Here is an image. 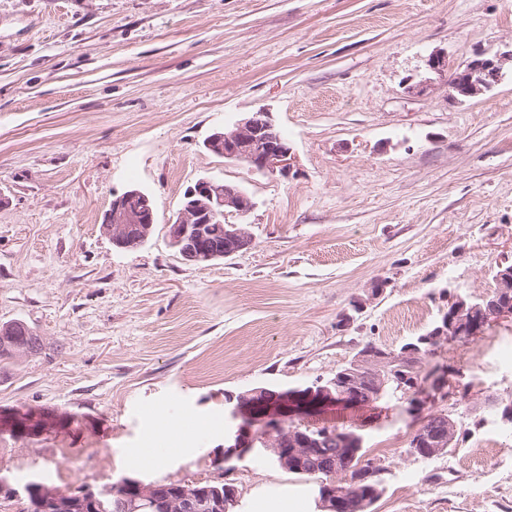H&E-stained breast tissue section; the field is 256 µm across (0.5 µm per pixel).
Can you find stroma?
Segmentation results:
<instances>
[{"mask_svg": "<svg viewBox=\"0 0 512 512\" xmlns=\"http://www.w3.org/2000/svg\"><path fill=\"white\" fill-rule=\"evenodd\" d=\"M510 45L512 0H0V324L22 321L46 347L0 367V412L63 419L0 433L15 490L0 512H24L32 479H223L242 510L262 485L316 493L317 477L263 452L215 465L224 395L323 384L366 344L425 333L449 297L493 290L512 258V63L465 102L451 82L475 51ZM435 53L444 75L427 67ZM262 109L294 177L205 147ZM204 176L253 198L224 221L254 242L196 264L167 225ZM133 187L156 224L125 250L101 224ZM428 362L452 369L423 412L455 419L446 453L409 454L423 414L400 396L311 426L361 436L383 485L372 512H512V317ZM147 445L182 453L148 471L132 463Z\"/></svg>", "mask_w": 512, "mask_h": 512, "instance_id": "stroma-1", "label": "stroma"}]
</instances>
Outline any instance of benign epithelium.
Instances as JSON below:
<instances>
[{
	"label": "benign epithelium",
	"instance_id": "obj_1",
	"mask_svg": "<svg viewBox=\"0 0 512 512\" xmlns=\"http://www.w3.org/2000/svg\"><path fill=\"white\" fill-rule=\"evenodd\" d=\"M512 60V49L493 53H479L459 70L451 83L461 97L471 98L490 90L502 77L504 61ZM206 148L225 159L243 161L257 172L277 174L289 178L295 174L296 157L293 147L274 123L271 113L254 112L211 134ZM255 207L252 197L236 185L210 177H203L189 187L176 222L167 225L170 247L181 257L194 263L226 258L249 249L253 237L244 224H226L211 227L212 221L228 212L245 215ZM155 224L151 197L134 188L112 200L107 211L104 232L118 248L142 246ZM496 297L488 294L474 298L457 297L448 303V311L430 333L429 338L409 343L400 351L366 350L352 362L350 383L336 392L333 384L304 389H283L265 386L253 391L225 396V411L232 428L224 437L219 463L240 459L260 446L270 451L279 466L285 470L305 459L313 439L302 431V421L312 418L330 406L342 402L348 406L360 403L367 386L382 390L394 373V366L403 365L414 371L423 356L421 345L430 342L461 341L480 335L492 321L512 315V265L501 267L498 274ZM411 389L406 391L410 408L421 403L425 386L437 393L447 386V375L431 373L425 383L403 376ZM52 422L33 423L32 418L5 413L0 415V429L15 434L38 433ZM446 433L429 439L427 456H436L448 447L456 434L455 423L443 419ZM358 479L331 482L329 512H365V502L353 493ZM122 496V512H140L150 508L154 512H193L199 502V490H189L178 482H145L136 477H125L116 484ZM211 497L220 512H229L238 498V490L231 483L223 489H210ZM96 501L92 491L77 498L60 499L52 487L41 486L30 499L29 512H88V504Z\"/></svg>",
	"mask_w": 512,
	"mask_h": 512
}]
</instances>
